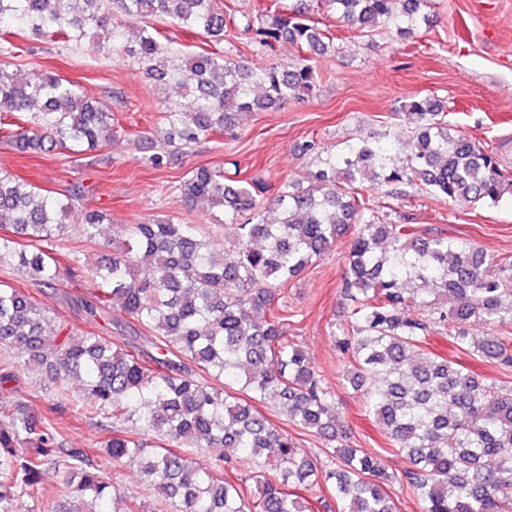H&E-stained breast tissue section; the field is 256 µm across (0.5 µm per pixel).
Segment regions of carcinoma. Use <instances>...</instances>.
Masks as SVG:
<instances>
[{
	"mask_svg": "<svg viewBox=\"0 0 512 512\" xmlns=\"http://www.w3.org/2000/svg\"><path fill=\"white\" fill-rule=\"evenodd\" d=\"M425 2L313 0L360 33L428 23ZM224 7V0H0V28L18 24L75 45L100 29L110 52L136 58L151 80L182 86L189 72L192 109L167 107L152 132L157 138L170 128L145 158L160 170L169 148L233 136L252 114L316 89L308 53H326L333 39L307 19L310 7L265 8L244 20ZM156 20L217 45L245 35L262 49L285 41L298 56L249 65L220 49L184 53ZM163 57L171 64L158 65ZM403 110L416 124L400 163L390 144L354 137L321 159L307 186L284 184L271 197L261 179L238 170L230 176L201 167L169 186L186 204L207 202L222 214L219 224L237 225V240L222 251L199 224L144 222L127 225L124 241L103 243L112 250L94 259L81 250L61 258L57 242L72 225L88 242L101 239L103 216L83 211L86 187L56 195L0 169V223L12 229L0 236V263L37 288L84 285L80 304L89 316L116 306L144 339L122 345L98 333L64 334L51 327L48 305L1 283L3 367L42 368L56 383L77 380L88 418L126 424L103 441L104 460L137 464L173 512H314V501L328 512H400L394 484L421 512H512V382H489L428 349L430 335L446 331L461 352L512 371V258L495 259L441 229L384 222L378 202L364 193L369 183L397 200L405 187L421 186L457 205L496 206L512 196V171L481 144L452 135L431 99L413 98ZM15 112L32 113L36 130L7 128L0 138L22 153L59 146L85 154L116 134L111 108L68 80L37 72L19 78L0 68V116ZM268 209L279 212L278 222L266 221ZM350 230L347 316L336 350L354 388L372 380L368 412L406 461L396 474L350 445L332 392L275 305L276 286L327 256ZM473 323L488 333L470 335ZM265 402L285 407L303 433L336 442L330 463L303 454L296 436L258 410ZM213 447L236 455L203 465L179 452ZM49 466L67 473L56 495L92 494L95 506L84 512H143L103 477L91 452L62 447L50 419L0 414V512H20V499L43 492ZM230 471L246 478L232 481L224 476ZM324 488L334 502L314 494Z\"/></svg>",
	"mask_w": 512,
	"mask_h": 512,
	"instance_id": "1",
	"label": "carcinoma"
}]
</instances>
